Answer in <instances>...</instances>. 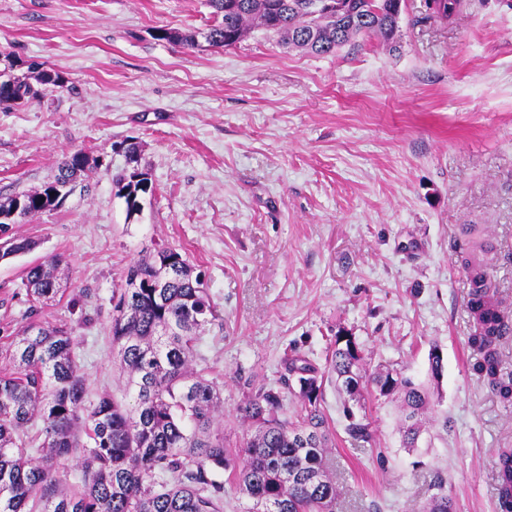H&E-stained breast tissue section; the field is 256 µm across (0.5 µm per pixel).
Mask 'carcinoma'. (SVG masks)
<instances>
[{
	"label": "carcinoma",
	"mask_w": 512,
	"mask_h": 512,
	"mask_svg": "<svg viewBox=\"0 0 512 512\" xmlns=\"http://www.w3.org/2000/svg\"><path fill=\"white\" fill-rule=\"evenodd\" d=\"M314 0H208L221 22L203 33L214 48H228L256 28L289 46L315 55H332L359 36H374L397 49L404 0H331L316 10ZM160 41L193 47L195 36L157 28ZM0 69V109L39 95L34 84L66 87L61 74L42 64H22L7 54ZM26 66L19 74L17 69ZM89 166L82 150L57 165L53 179L41 188L0 200V225L13 224V203L25 202L33 215L56 208L63 198L51 197L52 186L73 190ZM115 183L127 211L139 209L140 195L151 184L147 173L133 169ZM34 244L13 239L0 259L30 252ZM59 261L26 267V296L36 307L62 293ZM484 271H471L468 308L470 342L480 353L478 371L504 400L512 399V378L500 376L492 346L506 329L490 294ZM216 314L206 288L186 258L162 246L128 267L112 292V345L118 348L126 386L135 392L127 407L109 397L84 404L85 384L77 364L73 328L45 327L34 321L0 346L16 370L0 377V512H221L224 485L214 479L232 467L224 448V431L213 428L219 396L204 375L190 366L205 327ZM296 377L302 411L298 419L279 417L282 398L273 388H259L240 408L241 419L257 426L243 444V464L233 471L239 493L251 501L246 512H334L339 492L330 471L325 418L320 410L323 384L331 377L352 398L348 382L372 387L381 396L400 391L405 411L404 443L412 447L420 434V416L428 404L425 389L396 370L371 371L358 343L339 333L321 371L303 356L288 361ZM42 423L43 455L33 458V439L25 428ZM346 433L357 442L373 440L367 416L351 417ZM75 459L82 466L80 482L60 487L58 469ZM497 477L502 504L512 505V451L498 456ZM420 512H454L451 496L437 484Z\"/></svg>",
	"instance_id": "1"
}]
</instances>
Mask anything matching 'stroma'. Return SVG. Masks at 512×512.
Listing matches in <instances>:
<instances>
[{"mask_svg":"<svg viewBox=\"0 0 512 512\" xmlns=\"http://www.w3.org/2000/svg\"><path fill=\"white\" fill-rule=\"evenodd\" d=\"M211 22L207 0H0V51L68 81L0 111V198L40 188L70 152L90 159L60 207L0 231L35 244L0 262V343L32 317L25 266L60 257L67 290L33 317L73 327L87 401L131 403L112 290L145 252L175 247L216 309L197 366L232 455L244 399L274 387L296 419L287 358L325 367L342 331L370 368L424 383L431 407L406 448L398 397L365 391L375 435L357 443L347 395L325 384L335 512H418L440 481L455 512H504L496 461L512 448V401L476 369L464 263L512 317V0L445 24L407 0L393 52L364 39L319 56L262 29L227 49L152 37L199 38ZM130 142L152 185L132 215L114 183Z\"/></svg>","mask_w":512,"mask_h":512,"instance_id":"stroma-1","label":"stroma"}]
</instances>
